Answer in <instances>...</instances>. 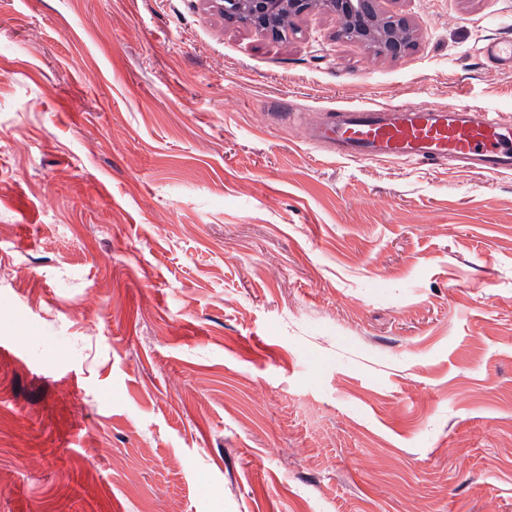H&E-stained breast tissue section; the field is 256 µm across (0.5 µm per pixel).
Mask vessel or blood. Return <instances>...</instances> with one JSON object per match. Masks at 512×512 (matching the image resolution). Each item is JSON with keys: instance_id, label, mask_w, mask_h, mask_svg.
Listing matches in <instances>:
<instances>
[{"instance_id": "obj_1", "label": "vessel or blood", "mask_w": 512, "mask_h": 512, "mask_svg": "<svg viewBox=\"0 0 512 512\" xmlns=\"http://www.w3.org/2000/svg\"><path fill=\"white\" fill-rule=\"evenodd\" d=\"M482 54L512 67V41L488 39ZM313 143H330L340 156L359 162L421 163L453 158L457 167L483 174L512 172V123L470 106L432 105L380 109L343 108L308 132Z\"/></svg>"}]
</instances>
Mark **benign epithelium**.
I'll return each instance as SVG.
<instances>
[{
	"label": "benign epithelium",
	"mask_w": 512,
	"mask_h": 512,
	"mask_svg": "<svg viewBox=\"0 0 512 512\" xmlns=\"http://www.w3.org/2000/svg\"><path fill=\"white\" fill-rule=\"evenodd\" d=\"M224 19L244 22L273 39L283 35L278 20L320 10L336 15L341 27L361 43H378L392 57L405 55L412 46L405 17L380 10L379 0H222Z\"/></svg>",
	"instance_id": "benign-epithelium-1"
}]
</instances>
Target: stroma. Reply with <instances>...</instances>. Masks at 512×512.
I'll list each match as a JSON object with an SVG mask.
<instances>
[{"mask_svg":"<svg viewBox=\"0 0 512 512\" xmlns=\"http://www.w3.org/2000/svg\"><path fill=\"white\" fill-rule=\"evenodd\" d=\"M380 7L0 0V512H512V174L306 139L512 119V0ZM224 19L244 22L273 39L283 35L278 20L320 10L336 15L341 28L350 29L361 43H380L392 57L405 55L412 46L405 17L383 13L379 0H224L219 1ZM481 53L503 66L512 67V41L510 40L488 39L481 48Z\"/></svg>","mask_w":512,"mask_h":512,"instance_id":"stroma-1","label":"stroma"}]
</instances>
